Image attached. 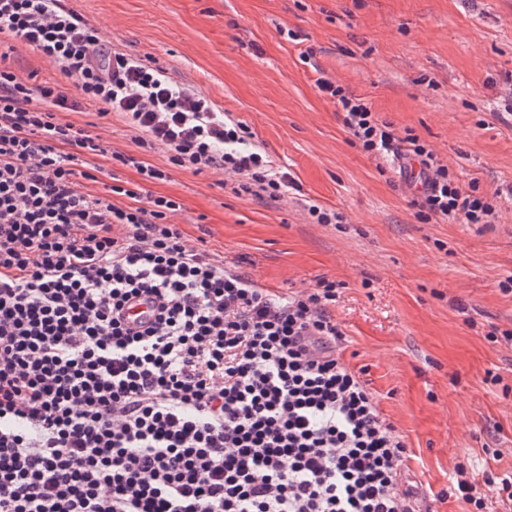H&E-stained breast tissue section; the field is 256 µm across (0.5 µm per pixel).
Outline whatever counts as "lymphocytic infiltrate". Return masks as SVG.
<instances>
[{"mask_svg": "<svg viewBox=\"0 0 512 512\" xmlns=\"http://www.w3.org/2000/svg\"><path fill=\"white\" fill-rule=\"evenodd\" d=\"M74 78L20 81L0 53V512H409L407 445L340 358L336 282L278 296L188 244L179 202L82 192L106 149L61 120L126 116L172 164L278 198L290 186L210 100L104 40L64 0H0V35ZM369 154L417 159V216L490 224L416 136L318 80ZM153 314L130 326L133 302Z\"/></svg>", "mask_w": 512, "mask_h": 512, "instance_id": "1", "label": "lymphocytic infiltrate"}]
</instances>
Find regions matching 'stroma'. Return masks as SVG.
Listing matches in <instances>:
<instances>
[{
  "mask_svg": "<svg viewBox=\"0 0 512 512\" xmlns=\"http://www.w3.org/2000/svg\"><path fill=\"white\" fill-rule=\"evenodd\" d=\"M127 54L163 68L247 126L293 186L280 198L235 193L224 174L144 150L119 113L84 105L66 120L99 135L84 191L143 185L176 198L193 245L260 287L288 295L340 283L330 311L342 361L360 373L403 436V491L429 512H473L450 487L512 472V0H69ZM22 81L60 80L24 46ZM324 78L362 98L399 136L413 134L462 189L496 198L492 224L417 219L400 164L352 141ZM131 155L167 178L142 183ZM316 205L342 215L319 224ZM499 382L487 381V374Z\"/></svg>",
  "mask_w": 512,
  "mask_h": 512,
  "instance_id": "stroma-1",
  "label": "stroma"
}]
</instances>
